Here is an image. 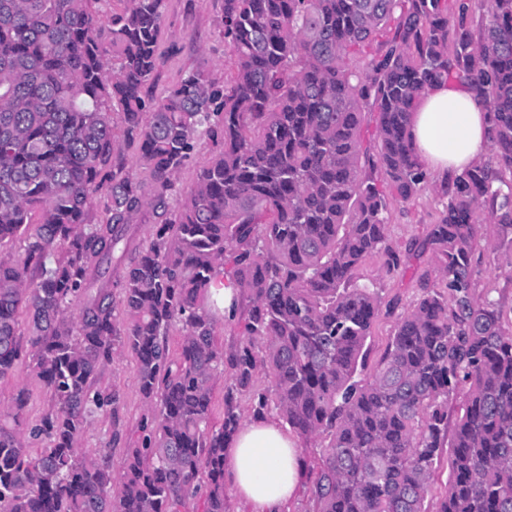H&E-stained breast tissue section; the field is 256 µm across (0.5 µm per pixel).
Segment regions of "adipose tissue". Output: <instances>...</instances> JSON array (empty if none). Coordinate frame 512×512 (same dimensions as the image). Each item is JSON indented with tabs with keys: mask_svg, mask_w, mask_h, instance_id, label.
Returning <instances> with one entry per match:
<instances>
[{
	"mask_svg": "<svg viewBox=\"0 0 512 512\" xmlns=\"http://www.w3.org/2000/svg\"><path fill=\"white\" fill-rule=\"evenodd\" d=\"M488 128L475 92L443 81L414 107L410 140L419 164L445 185L479 161L489 146ZM303 475L298 436L270 416L243 424L224 455V477L250 512H285Z\"/></svg>",
	"mask_w": 512,
	"mask_h": 512,
	"instance_id": "adipose-tissue-1",
	"label": "adipose tissue"
}]
</instances>
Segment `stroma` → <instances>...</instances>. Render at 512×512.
Returning <instances> with one entry per match:
<instances>
[{"label":"stroma","instance_id":"35a3bbf8","mask_svg":"<svg viewBox=\"0 0 512 512\" xmlns=\"http://www.w3.org/2000/svg\"><path fill=\"white\" fill-rule=\"evenodd\" d=\"M224 0H167L164 20L158 40L159 65L148 86L149 96L162 97L183 76L192 71L204 72L217 84H224L234 68L233 59L224 44L222 17ZM447 202L436 185H428L408 202L396 198L387 200V243L400 255H407L425 239L431 224L436 223ZM384 256H368L356 269L357 283L373 287L378 294L381 311L365 345L366 373H373L397 324L418 303L421 291L417 278L430 267L429 257L411 260L409 268L386 273ZM473 293L479 298L498 301L504 321L512 320V267L497 264L487 241H480L474 253ZM137 360L128 349H120L112 363L99 377L103 386L116 387L124 395L119 421L110 416H98L87 425L82 447L108 448L113 462H120L129 441L138 435L141 416L146 405L137 385ZM26 389L27 423L38 421L50 405L45 386L27 366H19L6 378L0 379V404L11 401L19 389ZM120 427V441H113V427Z\"/></svg>","mask_w":512,"mask_h":512}]
</instances>
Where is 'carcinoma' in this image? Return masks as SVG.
<instances>
[{"label": "carcinoma", "mask_w": 512, "mask_h": 512, "mask_svg": "<svg viewBox=\"0 0 512 512\" xmlns=\"http://www.w3.org/2000/svg\"><path fill=\"white\" fill-rule=\"evenodd\" d=\"M127 2L106 46L91 0H0V247L27 239L24 255L0 256V379L27 362L51 400L24 431L25 390L0 411V512H225L224 448L250 390L253 413L274 408L324 441L312 512H427L444 448L438 512H512V327L474 296L472 264L488 224L494 259L512 265V0H224L230 86L196 71L158 99L146 86L166 0ZM380 30L381 48L361 54ZM448 79L490 113L493 157L448 187L421 244L433 261L422 297L360 379L380 303L354 270L380 252L386 272L403 264L386 246L387 194L409 202L427 185L409 116ZM115 107L143 181L102 182L119 150ZM200 131L218 150L174 212ZM104 185L108 217L89 224ZM147 220L151 242L132 254ZM227 276L248 304L245 341L226 350ZM119 346L137 359L148 411L116 469L112 449L81 439L95 413L121 437L123 394L98 385ZM260 367L269 390H253ZM227 369L217 426L212 390ZM464 388L451 429L448 400ZM42 436L50 446L35 453L28 440ZM448 481V449L444 448L443 454L436 467L435 475L426 495L425 508L428 511L435 512L439 509L441 500L444 498L448 490Z\"/></svg>", "instance_id": "obj_1"}]
</instances>
